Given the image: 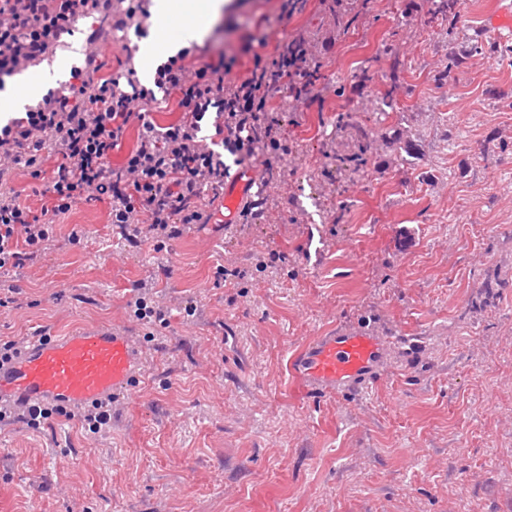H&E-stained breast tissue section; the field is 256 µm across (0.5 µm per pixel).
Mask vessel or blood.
I'll return each mask as SVG.
<instances>
[{
	"instance_id": "obj_1",
	"label": "vessel or blood",
	"mask_w": 512,
	"mask_h": 512,
	"mask_svg": "<svg viewBox=\"0 0 512 512\" xmlns=\"http://www.w3.org/2000/svg\"><path fill=\"white\" fill-rule=\"evenodd\" d=\"M254 183L242 168L224 190V206L236 211ZM394 346L392 337L352 324L334 326L290 353L286 361L292 398H326L368 386ZM145 369L131 331L87 325L27 338L0 358V409L59 406L78 413L129 395Z\"/></svg>"
}]
</instances>
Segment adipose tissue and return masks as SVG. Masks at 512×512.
<instances>
[{"label":"adipose tissue","mask_w":512,"mask_h":512,"mask_svg":"<svg viewBox=\"0 0 512 512\" xmlns=\"http://www.w3.org/2000/svg\"><path fill=\"white\" fill-rule=\"evenodd\" d=\"M221 0H155L153 13L156 24L174 28L175 33L166 39H155L142 48L145 61L171 55L177 42L198 39L202 34L201 19L218 14Z\"/></svg>","instance_id":"ef3b65f1"}]
</instances>
